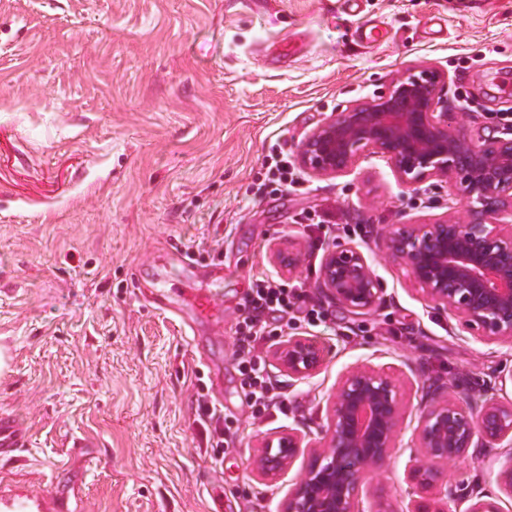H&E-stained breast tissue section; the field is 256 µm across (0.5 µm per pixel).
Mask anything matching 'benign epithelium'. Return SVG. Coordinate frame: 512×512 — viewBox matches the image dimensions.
Listing matches in <instances>:
<instances>
[{
  "mask_svg": "<svg viewBox=\"0 0 512 512\" xmlns=\"http://www.w3.org/2000/svg\"><path fill=\"white\" fill-rule=\"evenodd\" d=\"M445 73L427 66L398 73L388 91L358 101L314 128L303 140L297 165L317 178L350 172L367 156L392 167L408 190L437 181L462 188L464 215L456 208L429 224H397L383 232L388 254L406 266L413 284L437 309L478 332L483 341L512 344V137L476 141L438 111ZM269 261L293 275L304 261L296 247L271 246ZM319 288L355 313L374 312L381 288L368 258L354 246L323 255ZM281 370L294 380L315 374L323 363L317 343L289 336L273 351ZM426 405L415 428L417 452L408 479L430 489L445 466L471 448H507L498 480L512 492V403L474 400L465 410L453 396ZM404 415L403 398L392 377L367 363L348 368L328 397L324 436L314 441L295 428L266 435L253 469L276 484L297 460L306 458L300 477L288 486L282 512H356L368 477L389 465ZM468 512H501L480 491L469 493Z\"/></svg>",
  "mask_w": 512,
  "mask_h": 512,
  "instance_id": "7a95c632",
  "label": "benign epithelium"
}]
</instances>
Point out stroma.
<instances>
[{
	"label": "stroma",
	"mask_w": 512,
	"mask_h": 512,
	"mask_svg": "<svg viewBox=\"0 0 512 512\" xmlns=\"http://www.w3.org/2000/svg\"><path fill=\"white\" fill-rule=\"evenodd\" d=\"M444 19L440 38L425 29ZM385 21L376 45L361 21ZM300 44L275 59L274 48ZM431 66L470 102L465 132L499 135L493 113L512 111V0H0V409L29 429L19 458H0V499L49 500L60 471L78 477L68 512H281L283 481H260V439L293 427L321 438L327 398L348 367L390 369L405 403L398 446L359 506L392 512L422 501L467 512L469 490L512 512L497 483L500 448L448 467V495L411 485L406 465L425 403L455 390L459 402L512 401V345L480 341L410 283L382 231L448 211L453 183L403 189L378 157L348 174L297 173L288 190L250 191L271 147L297 151L309 131L355 101L374 98L399 72ZM311 212L334 227L300 223ZM296 243L294 282L326 311L298 333L318 342V374L296 382L264 347L288 409L251 415L240 387L234 330L250 285L273 274L272 243ZM349 244L382 288L377 311L357 315L319 288L327 248ZM219 265L221 323L190 332L133 286L152 280L163 253ZM220 368L224 413L237 431L223 467L196 426L197 391Z\"/></svg>",
	"instance_id": "35a3bbf8"
}]
</instances>
